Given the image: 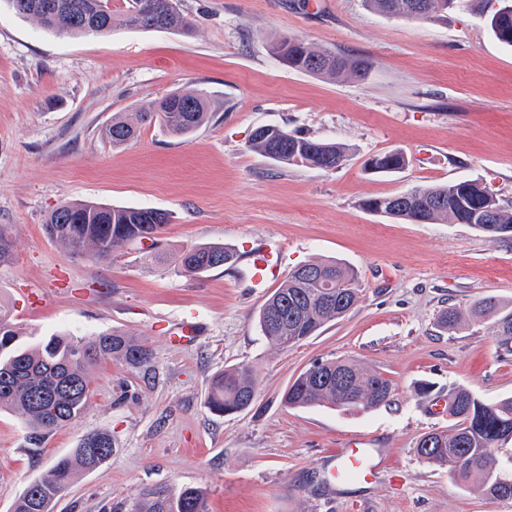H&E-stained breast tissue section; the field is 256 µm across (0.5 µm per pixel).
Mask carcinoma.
<instances>
[{"mask_svg":"<svg viewBox=\"0 0 512 512\" xmlns=\"http://www.w3.org/2000/svg\"><path fill=\"white\" fill-rule=\"evenodd\" d=\"M20 17L31 18L61 35H107L115 28L173 30L189 33L190 18L177 7L179 0H127L125 9L112 11L108 0H6ZM375 11L404 19H426L448 7V0H366ZM486 23L495 38L512 47V12H493ZM288 67L332 78H364L369 65L314 46L298 38L274 45ZM209 118L207 98L196 90L176 91L159 104L136 113L138 122L156 121L169 132L188 138ZM138 134V126L121 117L102 131L114 148ZM247 148L275 164L331 171L345 160L340 143L297 136L277 125L251 134ZM371 171H401L403 153L375 155ZM363 206L374 213L413 224H467L496 240L512 237V209L476 180L420 186L405 192L371 198ZM166 212L152 208L111 207L95 202L64 201L45 219L47 235L75 256L107 258L115 248L144 240L155 241L168 224ZM13 256L10 231L0 225V263ZM233 249L222 245H186L175 259L177 273L192 277L235 262ZM357 273L337 261H311L295 267L260 307L257 321L267 343L288 349L315 335L326 324L345 317L359 301ZM465 316L448 309L438 320L444 330ZM468 317L491 325L497 345L512 353V309L497 297L486 296L470 306ZM12 310L0 305V410L18 412L28 429L29 444L39 447L57 429L75 421L90 396L89 370L103 361H118L138 369L150 364L152 353L141 341L118 328L90 336L57 335L44 345L20 342ZM258 381L251 366L224 368L209 383L208 407L219 414L238 413L251 406ZM392 382L357 359L316 362L288 385L282 399L291 408L314 406L367 410L387 405ZM448 415L455 423L446 430L423 435L416 444L420 459L444 467L462 483L485 495L505 499L496 486L494 451L512 442V397L493 403L465 387L448 392ZM94 448L106 452L97 455ZM112 455V436L106 431L84 435L71 453L56 460L49 473L31 484L13 504V512H52L53 502L68 488L76 471L97 469ZM134 512H207L204 492L166 486L145 489Z\"/></svg>","mask_w":512,"mask_h":512,"instance_id":"1","label":"carcinoma"}]
</instances>
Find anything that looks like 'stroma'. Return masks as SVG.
<instances>
[{
  "instance_id": "obj_1",
  "label": "stroma",
  "mask_w": 512,
  "mask_h": 512,
  "mask_svg": "<svg viewBox=\"0 0 512 512\" xmlns=\"http://www.w3.org/2000/svg\"><path fill=\"white\" fill-rule=\"evenodd\" d=\"M185 35L118 28L60 36L0 0V224L14 256L0 265V302L29 341L112 327L145 341L149 367L107 361L90 371L80 418L31 446L19 413L0 411V512L85 434L107 431L112 454L79 473L54 512H132L145 487L206 493L208 512H512L415 452L453 420L437 410L454 387L482 400L512 396V355L487 324L439 331L444 308L480 298L512 303V238L466 224H411L365 210L364 200L421 185L475 179L512 206V48L481 18L485 0H456L425 20L380 14L364 0H181ZM299 37L370 62L366 78L328 79L289 68L273 42ZM181 89L204 92L210 118L190 138L156 124L112 148L102 130ZM278 125L345 144L336 170L276 166L248 150L252 131ZM403 152L400 173L368 158ZM148 207L169 214L154 246L104 259L71 255L45 232L61 200ZM276 241L284 270L338 259L360 298L343 319L285 349L257 324L270 288L244 260L194 278L154 261L191 244L230 248ZM200 324L186 344L170 336ZM355 358L392 381L390 404L352 412L289 408V384L315 361ZM255 370L247 410L213 413L211 376ZM431 385L430 393L417 389ZM352 438L385 457L372 483L329 492L322 462Z\"/></svg>"
}]
</instances>
